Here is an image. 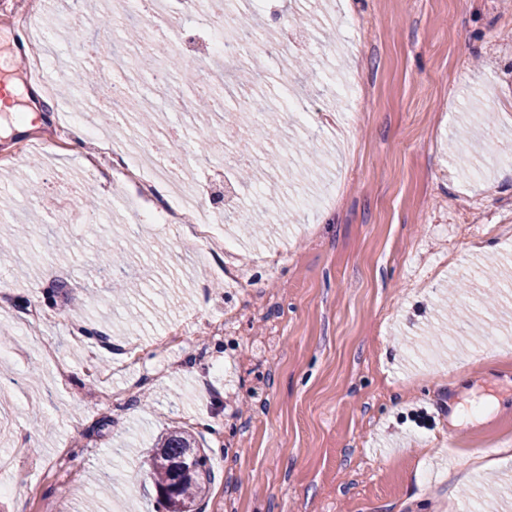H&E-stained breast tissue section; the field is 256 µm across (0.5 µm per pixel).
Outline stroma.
Returning a JSON list of instances; mask_svg holds the SVG:
<instances>
[{"instance_id":"obj_1","label":"stroma","mask_w":512,"mask_h":512,"mask_svg":"<svg viewBox=\"0 0 512 512\" xmlns=\"http://www.w3.org/2000/svg\"><path fill=\"white\" fill-rule=\"evenodd\" d=\"M309 4V65L298 48L263 57L248 95L275 117L267 144L281 167L279 219L254 239L228 225L232 254L200 251L174 225L139 233L130 202L106 182L112 159L82 149L79 129L57 136L59 105L81 93L99 103L122 83L127 109L148 92L147 72L114 66L120 0H46L41 28L57 54L46 98L17 45L22 28L0 17V77L22 113L0 111V243L26 225L31 245L0 266V406L13 431L0 454L18 484L0 512H156L144 457L172 425L195 433L210 459L203 512H512V454L491 472L481 452L512 451V293L486 296L485 265L512 280V8L503 0H265L290 18ZM355 75L358 109L339 102L336 78ZM297 93L305 109L283 119ZM335 113L311 134L309 113ZM182 156L181 180L213 196L199 134L223 111H163ZM468 129L466 140L455 141ZM59 138V148L32 149ZM79 185L95 209L72 215ZM114 247L103 261L101 239ZM150 245V263L129 254ZM245 270L248 292L224 290L222 267ZM495 292V291H494ZM232 309L238 332L213 337L210 319ZM81 336H74V323ZM185 335L127 368L114 351ZM180 366L169 370L170 359ZM134 386L114 410L106 392ZM233 393L243 414L224 412Z\"/></svg>"}]
</instances>
